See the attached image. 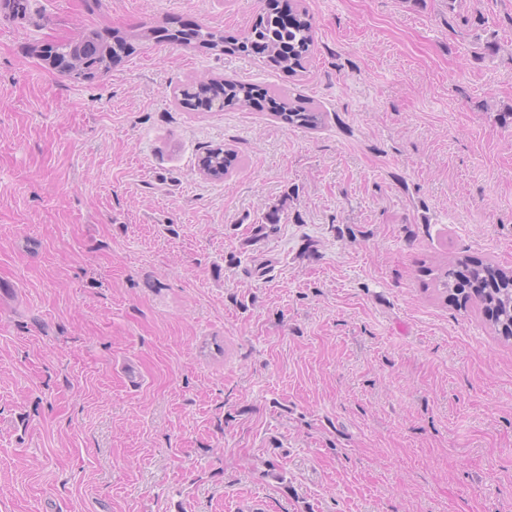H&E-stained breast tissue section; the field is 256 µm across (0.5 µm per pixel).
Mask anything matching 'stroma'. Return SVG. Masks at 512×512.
Listing matches in <instances>:
<instances>
[{"mask_svg":"<svg viewBox=\"0 0 512 512\" xmlns=\"http://www.w3.org/2000/svg\"><path fill=\"white\" fill-rule=\"evenodd\" d=\"M303 4L295 75L161 42L73 84L36 53L240 38L263 0L0 17V512H512V340L426 273L512 270V0ZM201 74L324 122L175 104ZM217 145L222 180L197 167ZM236 158L232 149H224V146L221 145L212 147L199 157L198 170L208 178L224 179V176L230 173Z\"/></svg>","mask_w":512,"mask_h":512,"instance_id":"35a3bbf8","label":"stroma"}]
</instances>
